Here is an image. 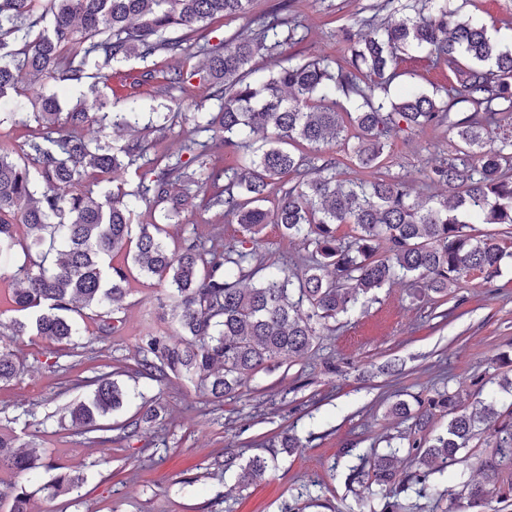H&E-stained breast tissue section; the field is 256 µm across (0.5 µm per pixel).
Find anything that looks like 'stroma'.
I'll use <instances>...</instances> for the list:
<instances>
[{"mask_svg": "<svg viewBox=\"0 0 512 512\" xmlns=\"http://www.w3.org/2000/svg\"><path fill=\"white\" fill-rule=\"evenodd\" d=\"M426 2L296 0L280 17L299 21L304 40L283 46L282 57L289 63L314 56L338 60L344 31L361 29L368 19L386 24ZM464 11L487 28L500 49L512 50V0H472ZM201 65L191 48L177 56L160 52L123 60L104 78L92 67L81 80L43 85L22 74L16 89L0 99V132L11 158L26 161L28 143L40 132L32 103L37 94L54 93L65 111L80 100H99L83 129L86 138L121 145L112 135L111 115L133 109L141 114L136 137L175 147L194 124L184 112L187 97L201 98L203 112L218 109L204 97L196 75ZM176 69L188 76L184 87L168 83ZM399 69L389 96L406 86L433 93L448 85L447 72L420 51L405 56ZM147 70L152 77L145 82L140 75ZM152 112L169 113L164 131L150 123ZM450 150L447 134L418 133L395 141L387 164L392 175L418 185ZM173 191L182 209L180 225L168 228L169 248L194 233L208 236L216 225L223 227L225 241L242 240L240 224L223 210L206 208L208 183L178 184ZM261 238L259 252L270 263L296 261L313 250L308 242L283 237L273 224ZM171 305L156 279L132 270L126 294L114 306L117 331L99 335L100 310L86 308L80 333L67 346L12 335L15 314L0 306V349L21 362L20 379L0 383V429L11 430L17 446L48 450L82 480L80 488L54 496L53 472L39 470L26 484L29 512H370V503L357 502L346 477L374 446L410 433V422L389 414L393 403L412 408L418 398L448 390L461 392L470 412L491 392L501 406L512 405V262L492 282L468 278L444 301L399 281L360 298L308 353L259 371L220 403L180 376L161 382L133 376L143 336L178 340ZM53 361L58 369H50ZM112 371L120 372L130 391L114 418L136 422L137 428L129 436L111 432L110 442L97 444L75 434L67 408L89 394L87 379ZM157 405L159 419L146 421ZM282 432L295 436L298 448H269V439ZM229 455L235 459L231 469L224 466ZM255 456L267 458L266 471L239 485L240 468ZM432 480L446 496L402 493L408 512H472L452 470Z\"/></svg>", "mask_w": 512, "mask_h": 512, "instance_id": "obj_1", "label": "stroma"}]
</instances>
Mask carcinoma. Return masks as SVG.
Masks as SVG:
<instances>
[{"instance_id": "1", "label": "carcinoma", "mask_w": 512, "mask_h": 512, "mask_svg": "<svg viewBox=\"0 0 512 512\" xmlns=\"http://www.w3.org/2000/svg\"><path fill=\"white\" fill-rule=\"evenodd\" d=\"M39 2L0 0V51L14 58L11 64L0 61V99L15 88L17 69L37 81H79L90 62L101 72L131 56L178 55L213 20L250 14L255 0H47L50 25L23 52L8 50L6 38L32 27ZM276 14L272 10L263 22L257 42L233 36L200 47L204 63L197 74L218 111L185 137L180 150L192 153L189 161L173 162L168 152L156 155L151 175H142L130 194L118 186L96 195L85 182L92 175L98 184L117 179L151 145L132 140L116 151L87 142L78 134L89 118L84 104L63 114L57 96H37L33 116L46 132L29 149L44 184L39 193L28 167L10 159L0 140V253L16 245L17 224L27 229L24 261L13 272L23 287L9 298L13 311L26 314L13 320L16 335L72 342L79 329L71 314L78 307H103L125 295L127 272L114 265L123 253L168 288L185 335L180 344L146 337L138 373L158 380L185 375L221 399L259 370L307 353L318 329L352 309L360 294L405 279L446 296L464 276L492 281L512 259L498 241L512 236V52L501 50L485 27L450 7L449 0H433L429 11L422 8L383 27L366 26L348 39L344 61L334 70L324 58L284 66L279 48L295 40V29L280 38L284 22ZM172 31L179 35L169 36ZM412 49L427 51L434 67L448 70L452 83L446 97L407 90L388 100L385 92L400 76L401 55ZM257 56L266 61L261 70L253 65ZM339 97L352 108L341 106ZM140 117L113 114V134L121 136ZM440 128L448 130L454 153L425 171L422 188L448 189V196L433 202L412 195L405 180L386 171L385 160L395 139ZM202 131L210 133L209 140L196 139ZM334 143L349 150L350 161L367 177L341 178ZM226 150L237 154L236 167H207L205 158ZM195 161L213 188L206 206L224 208L249 239L226 244L217 232L175 251L167 248V223L181 209L172 189L195 181L196 172L188 171ZM287 174L296 181L280 189L274 208H265L270 186ZM130 195L161 209L164 223L132 224ZM268 224L285 237L314 244L302 269L264 264L259 243ZM343 224L351 225L353 234L340 235ZM475 224L500 230L477 232ZM19 374L13 355L0 351V383ZM90 385V397L68 409L81 435L105 431L100 420L126 400V391L109 374ZM461 406L460 394L446 391L419 402L414 414L404 403L392 405V416L415 421V432L407 437L411 471L397 489L388 487L399 452L389 447L374 451L369 469L349 475L348 482L360 484L362 497L378 501L377 512H405L397 495L415 486L439 496L431 477L455 466L471 507L511 503L512 410L502 415L492 400L481 402L475 413ZM437 409L451 418L446 430L435 434L427 427ZM482 424L489 451L479 459L482 480L473 483L465 479L471 461L464 450ZM40 468L56 471L55 495L79 483L50 456L15 452L13 436L0 431L1 473L29 475ZM265 468L266 460L255 456L238 481ZM3 502L9 512H27L25 486L0 482Z\"/></svg>"}]
</instances>
